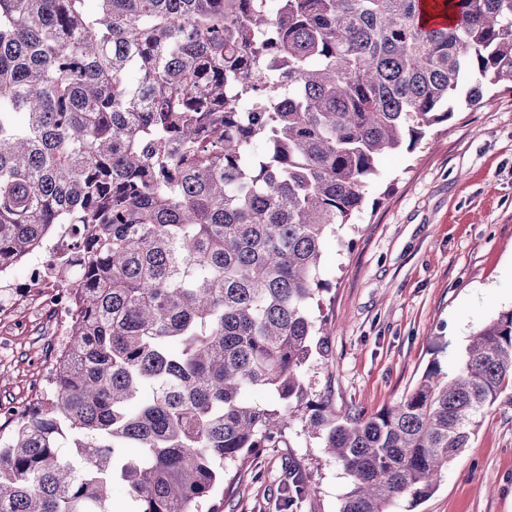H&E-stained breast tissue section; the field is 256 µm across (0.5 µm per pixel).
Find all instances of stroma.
<instances>
[{
  "mask_svg": "<svg viewBox=\"0 0 512 512\" xmlns=\"http://www.w3.org/2000/svg\"><path fill=\"white\" fill-rule=\"evenodd\" d=\"M328 284L311 306L333 330L304 383L336 407L373 415L395 405L431 362L451 372L469 341L512 308V93L459 103L414 152L383 158L355 223L323 245ZM0 405L31 403L65 335L49 312L0 300ZM303 473L311 495L282 492ZM349 488L317 441L291 435L229 470L202 512H338ZM415 512H512V394L502 393L470 448Z\"/></svg>",
  "mask_w": 512,
  "mask_h": 512,
  "instance_id": "stroma-1",
  "label": "stroma"
}]
</instances>
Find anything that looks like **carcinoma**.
I'll use <instances>...</instances> for the list:
<instances>
[{
    "mask_svg": "<svg viewBox=\"0 0 512 512\" xmlns=\"http://www.w3.org/2000/svg\"><path fill=\"white\" fill-rule=\"evenodd\" d=\"M432 2L447 25L426 0H0V270L46 251L76 299L0 441V512H112L116 475L135 512H202L226 466L295 430L349 477L338 512H412L437 489L512 388V309L375 415L301 376L326 335L324 240L381 159L457 97L512 92V0Z\"/></svg>",
    "mask_w": 512,
    "mask_h": 512,
    "instance_id": "1",
    "label": "carcinoma"
}]
</instances>
